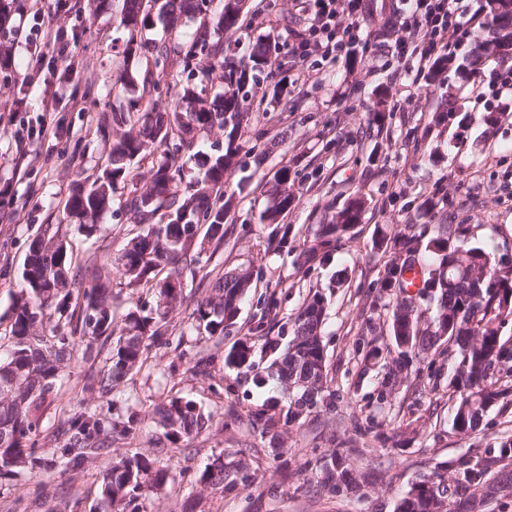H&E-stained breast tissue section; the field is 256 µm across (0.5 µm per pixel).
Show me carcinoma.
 <instances>
[{
  "instance_id": "1",
  "label": "carcinoma",
  "mask_w": 512,
  "mask_h": 512,
  "mask_svg": "<svg viewBox=\"0 0 512 512\" xmlns=\"http://www.w3.org/2000/svg\"><path fill=\"white\" fill-rule=\"evenodd\" d=\"M157 11L173 25L188 13L201 12L205 0H154ZM244 0H224L221 10L210 16L188 40L170 44L138 38L132 22L146 27L150 14L144 0H124L120 24L128 29L125 59H135L142 90L129 100L125 112H114L97 130L109 144L107 164L88 188L76 185L66 202L70 217L91 218L80 225L85 236L97 232L98 220L111 208L119 188L137 176L135 165L151 160L144 190L127 197L124 209L141 230L132 234L114 267L94 264V257L107 245L91 244V257L75 255L60 236V225L43 224L33 237L25 266L37 275L39 285L23 279L9 313V334L0 335V348L8 351L0 359V478L28 470L37 477L76 471L96 460L105 450L127 436L138 417L106 415L81 407L60 421L57 435L62 444L48 461L36 456L42 433L43 414L58 397L57 381L62 377L80 346L83 355L93 357V345L110 347L104 366L89 377V390L105 397L127 376L139 372L148 359L152 344H165L169 321L184 302L183 275L202 268L205 247L224 244V224L234 199L224 195V177L236 164L239 129L248 116L240 92L250 73L265 67V48L252 47L248 59H236L224 46L225 32L240 30L245 22ZM485 30L498 59L512 60V0H489ZM207 56L201 67L206 82L217 80L222 90L204 98L196 89L183 88L182 100L171 109H160L153 95L174 78V65L184 66ZM127 127L112 134L114 127ZM219 130L224 145L193 155L195 171L186 190L179 189L186 163L169 149L173 141ZM290 170L277 172L272 205L259 221L272 227L268 246L290 251L294 240L286 224H277L280 214L294 204L290 191ZM362 201L354 198L325 224L317 225L311 244L299 251L298 261L307 266L329 254L359 223ZM465 229L440 224L427 240L409 230L394 234L397 257L385 265L375 287L407 293L406 272L416 261L422 263L423 281L418 300L403 297L395 301L389 332L397 354L388 364L387 378L400 381L408 375V353L434 350L443 337H454L459 362L450 381L461 391L453 426L461 434L477 430L488 409L507 398L508 391L495 387L493 377L502 369L512 370V340L501 336L502 322L512 317V264L496 260L482 247H465ZM129 286L158 288L153 315L132 311L118 322L114 310L112 274ZM251 286L247 269H234L213 279L208 295L184 311L185 327L201 339L222 338L237 323L239 303ZM326 297L317 290L308 296L292 322L293 334L286 347L267 367L277 377L287 403L284 417L277 416L278 402L252 415L251 425L260 435L277 436L280 422L292 423L330 400L326 394L328 364L321 329L325 320ZM264 313L250 328V336L235 343L225 364L244 374L253 373L257 386L265 380L254 372V344L269 339ZM154 414L164 438L178 444L211 427L212 417L204 414L194 400L176 397L158 405ZM512 474V437L482 457L481 465L470 464L469 456L438 463L433 471L415 482L400 497L394 512H485L494 499L497 480ZM171 480L170 471L156 454L124 456L101 472L97 512H139L137 500L159 490ZM255 481L249 463L239 459L228 465L217 457L199 472L201 489L230 491ZM323 483L336 488L356 485V477L343 456L335 453L325 466Z\"/></svg>"
}]
</instances>
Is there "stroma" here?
I'll return each mask as SVG.
<instances>
[{"label": "stroma", "instance_id": "obj_1", "mask_svg": "<svg viewBox=\"0 0 512 512\" xmlns=\"http://www.w3.org/2000/svg\"><path fill=\"white\" fill-rule=\"evenodd\" d=\"M15 2L9 23H0V44L9 50L0 57V181L12 183L11 200L0 204L2 319L39 225H60L69 247L85 251L88 242L75 219L65 216V203L76 180H93L105 165L108 148L97 131L102 114L125 110L130 97L120 82L123 0H108L109 9L95 15L86 0ZM247 8L250 28L225 33L224 42L238 45L243 55L262 44L267 56L280 60L281 71L258 72L243 89L251 112L241 129L238 166L224 179L237 205L224 226L223 246L202 256L208 271H252L254 286L238 324L222 343H200L185 333L181 317H173L168 344L152 347L146 366L104 398L83 389L103 358L75 357L58 399L44 414L45 430L53 431L81 403L136 413L139 424L113 445L111 455L87 469L54 475L48 488L30 475L0 479V512H93L94 473L122 456L157 448L162 435L152 413L174 397L196 400L213 414V425L162 456L173 482L142 498L144 512H393L436 463L484 454L512 436V404L490 408L475 434L454 431L456 395L446 353L414 358L391 397L377 398L395 354L388 329L394 298L375 286L385 262L378 238L409 226L429 233L440 224H462L469 244L512 261V100L504 99L490 114L475 110L470 100L474 81L498 67L497 56L487 53L470 65L469 43L447 70L416 78L393 72L394 42L382 38L368 53L316 71L288 54L289 42L307 25L295 0H247ZM49 26L63 34L68 60L47 49L32 61L25 38ZM85 86L91 90L87 98L79 93ZM379 110L386 114L382 133L372 121ZM448 110L453 119L437 123V113ZM48 114L53 124L47 128ZM283 167L294 178L296 204L282 221L292 226L297 249L352 197L365 202L351 237L310 268L299 266L294 253L273 252L269 229L258 220L272 203L274 175ZM431 198L439 206L423 210ZM338 271L346 283L328 296L323 328L331 401L300 423L283 426L277 442H270L253 430L250 415L277 396L276 381L255 387L228 368L225 357L268 309L270 337L286 342L290 318ZM199 359L212 382L192 373ZM230 412L238 420L227 428ZM275 446L281 455L272 454ZM336 451L346 452L362 475L358 488L324 485L323 469ZM219 455L246 458L254 485L229 493L200 490L198 472Z\"/></svg>", "mask_w": 512, "mask_h": 512}]
</instances>
